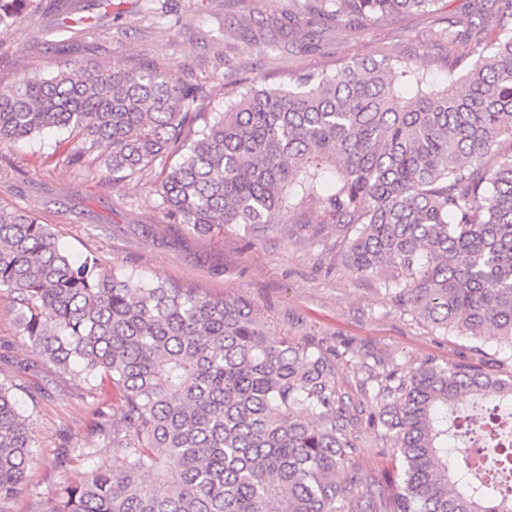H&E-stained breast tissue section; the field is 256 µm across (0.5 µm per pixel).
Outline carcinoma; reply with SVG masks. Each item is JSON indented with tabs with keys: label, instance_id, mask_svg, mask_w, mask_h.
Instances as JSON below:
<instances>
[{
	"label": "carcinoma",
	"instance_id": "1",
	"mask_svg": "<svg viewBox=\"0 0 512 512\" xmlns=\"http://www.w3.org/2000/svg\"><path fill=\"white\" fill-rule=\"evenodd\" d=\"M436 3L304 0L250 34L286 48L303 29L364 27ZM43 9V0H0V30ZM469 26L475 60H449L441 86L404 56L351 61L253 85L200 131V87L166 67L75 62L25 75L0 91V148L63 129L72 145L59 163L114 181L173 156L163 204L198 235L273 224L315 200L324 221L355 225L354 272L382 280L435 332L512 361V0L491 25ZM2 287L32 366L88 392L106 380L119 394V422L91 409L94 445L61 436L56 466L78 460L87 476L57 484L41 512H336L351 499L353 418L336 395L334 358L266 336L246 300L111 274L97 253L75 259L49 225L1 207ZM368 357L384 403L378 422L400 460L392 512H512V489L498 485L512 430L497 424L512 409V377ZM16 390L0 380V512L23 496L42 503L29 479L39 447ZM488 395L497 398L485 409L494 466L484 467L481 448L448 460L473 435L458 399ZM101 443L121 466L99 455Z\"/></svg>",
	"mask_w": 512,
	"mask_h": 512
}]
</instances>
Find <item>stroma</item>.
Returning a JSON list of instances; mask_svg holds the SVG:
<instances>
[{
    "label": "stroma",
    "mask_w": 512,
    "mask_h": 512,
    "mask_svg": "<svg viewBox=\"0 0 512 512\" xmlns=\"http://www.w3.org/2000/svg\"><path fill=\"white\" fill-rule=\"evenodd\" d=\"M473 2L439 0L436 12L388 16L360 28L330 25L312 43L274 51L241 37L240 0H173L162 18L148 17L146 0H113L91 34L58 33L67 46L59 54L42 43L41 31L53 19L46 12L0 32V89L20 74L52 73L76 61L90 68L152 62L198 84V108L212 119L253 84L273 85L309 71L332 73L344 62L386 53L406 55L439 79L449 57L463 52L465 44H449L437 32L446 18L470 17ZM66 138L54 128L0 154V206L36 213L61 246L77 256L97 252L108 270L133 271L148 282H179L215 298H244L267 336L334 351L337 393L355 417L357 450L347 467L353 501L378 489L385 493L378 506L387 512L386 493L400 469L383 428L373 421L381 402L364 382L366 353L389 356L403 369L427 360L470 362L503 378L512 375L511 363L480 359L469 341L435 333L378 280L354 274L344 258L350 228L323 223L312 211L285 215L255 232L233 226L200 236L167 217L158 191L162 163L127 181L92 179L56 165L53 153ZM29 356L12 301L0 290V379L22 387L19 404L30 413L40 448L31 480L46 493L52 484L75 483L86 473L78 461L55 468L60 434H67L72 446L87 445L89 403L114 419L119 399L106 383L90 394L48 370L23 369L20 362Z\"/></svg>",
    "instance_id": "35a3bbf8"
}]
</instances>
